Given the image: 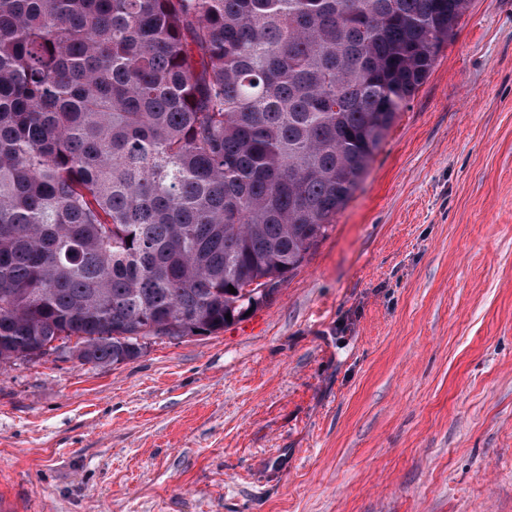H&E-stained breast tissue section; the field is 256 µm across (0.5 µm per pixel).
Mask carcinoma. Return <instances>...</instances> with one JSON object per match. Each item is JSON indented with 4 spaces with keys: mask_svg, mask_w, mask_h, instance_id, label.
<instances>
[{
    "mask_svg": "<svg viewBox=\"0 0 512 512\" xmlns=\"http://www.w3.org/2000/svg\"><path fill=\"white\" fill-rule=\"evenodd\" d=\"M469 3L0 0V362L267 305Z\"/></svg>",
    "mask_w": 512,
    "mask_h": 512,
    "instance_id": "obj_1",
    "label": "carcinoma"
}]
</instances>
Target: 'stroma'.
Wrapping results in <instances>:
<instances>
[{"label": "stroma", "instance_id": "35a3bbf8", "mask_svg": "<svg viewBox=\"0 0 512 512\" xmlns=\"http://www.w3.org/2000/svg\"><path fill=\"white\" fill-rule=\"evenodd\" d=\"M27 512H512V0H471L273 301L106 367L0 363Z\"/></svg>", "mask_w": 512, "mask_h": 512}]
</instances>
